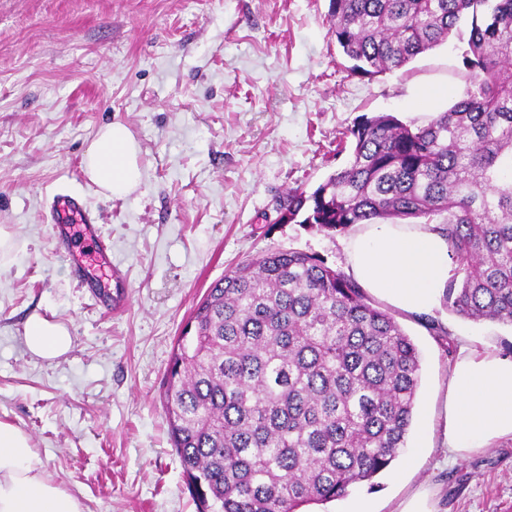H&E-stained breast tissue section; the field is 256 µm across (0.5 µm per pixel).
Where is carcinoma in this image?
<instances>
[{"instance_id":"obj_1","label":"carcinoma","mask_w":512,"mask_h":512,"mask_svg":"<svg viewBox=\"0 0 512 512\" xmlns=\"http://www.w3.org/2000/svg\"><path fill=\"white\" fill-rule=\"evenodd\" d=\"M470 23L465 89L428 123L390 113L342 133L347 162L290 190L263 233L301 224H437L443 299L512 326V0H330L351 71L403 67ZM169 362L163 406L198 512H306L388 470L407 445L421 354L351 275L315 253L267 252L215 280Z\"/></svg>"}]
</instances>
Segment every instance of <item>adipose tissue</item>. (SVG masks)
Instances as JSON below:
<instances>
[{"label":"adipose tissue","instance_id":"obj_1","mask_svg":"<svg viewBox=\"0 0 512 512\" xmlns=\"http://www.w3.org/2000/svg\"><path fill=\"white\" fill-rule=\"evenodd\" d=\"M140 147L118 121L101 126L83 158V172L110 198L142 183ZM348 273L372 294L411 314L438 306L453 268L448 243L430 224H368L348 246ZM28 351L40 358L68 352L66 326L31 315L24 327ZM512 439V356L461 344L451 364L438 446L453 461ZM0 512H81L78 500L46 475L39 453L16 426L0 422Z\"/></svg>","mask_w":512,"mask_h":512}]
</instances>
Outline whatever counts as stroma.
<instances>
[{"instance_id":"1","label":"stroma","mask_w":512,"mask_h":512,"mask_svg":"<svg viewBox=\"0 0 512 512\" xmlns=\"http://www.w3.org/2000/svg\"><path fill=\"white\" fill-rule=\"evenodd\" d=\"M329 0H0V421L20 428L52 481L82 512H197L170 442L162 393L174 346L210 284L246 258L289 248L346 268L350 233L297 224L261 231L288 191H313L344 164L336 137L380 113L424 124L465 84L467 25L404 67L352 73L331 37ZM119 121L140 144L143 180L108 199L82 156L98 127ZM79 193L97 215L121 278L72 257L97 239L59 243L54 194ZM122 292L108 310L95 293ZM64 324L71 349L25 347L31 315ZM393 314L421 352L408 442L429 445L452 363L425 322ZM455 341L512 353V326L472 323L439 307ZM353 486L374 512L422 483L445 512H512V440L438 468ZM318 506L344 512L347 500Z\"/></svg>"}]
</instances>
